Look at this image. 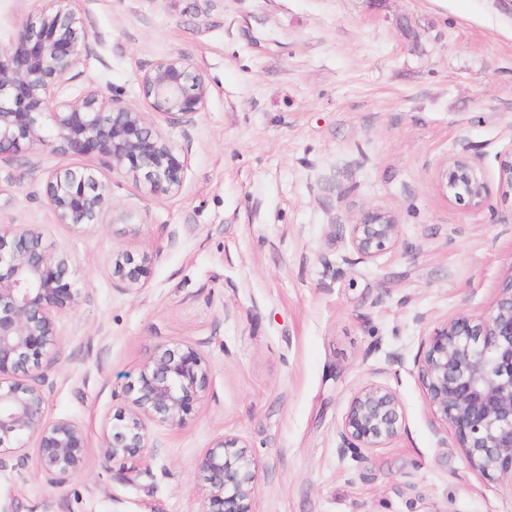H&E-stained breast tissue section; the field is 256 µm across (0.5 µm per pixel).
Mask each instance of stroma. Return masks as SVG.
<instances>
[{"instance_id": "stroma-1", "label": "stroma", "mask_w": 512, "mask_h": 512, "mask_svg": "<svg viewBox=\"0 0 512 512\" xmlns=\"http://www.w3.org/2000/svg\"><path fill=\"white\" fill-rule=\"evenodd\" d=\"M93 52L61 94L90 84L140 107L139 76L189 56L210 84L193 125L159 121L188 156L180 192L149 194L94 155L23 150L0 168V224L35 225L86 288L57 321L45 413L81 424L83 471L60 489L0 472V512H202L198 459L238 437L259 463L253 512H512V482L466 461L437 419L418 359L447 320L483 314L512 272V0H78ZM468 156L492 191L465 212L438 166ZM102 168L127 224L54 223L57 169ZM391 212L398 245L355 259L341 227ZM139 226L129 234L128 223ZM147 251L144 286L113 282V252ZM209 364L185 425L153 423L160 451L106 466L103 418L160 345ZM394 389L404 423L364 459L339 455L354 393Z\"/></svg>"}]
</instances>
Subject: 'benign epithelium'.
Segmentation results:
<instances>
[{"instance_id": "1", "label": "benign epithelium", "mask_w": 512, "mask_h": 512, "mask_svg": "<svg viewBox=\"0 0 512 512\" xmlns=\"http://www.w3.org/2000/svg\"><path fill=\"white\" fill-rule=\"evenodd\" d=\"M74 0H46L27 18L9 46L0 45V165L22 149L52 146L75 155L95 154L114 174L143 181L154 196L179 191L188 167L183 150L155 125L191 124L206 109L211 89L182 54L157 60L139 76L146 110L127 104L109 86L92 84L62 98L82 57L92 53L89 31ZM439 190L448 201L477 211L491 188L469 157L439 166ZM46 199L56 224H106L111 188L92 168H66L49 176ZM350 249L371 261L396 249L398 224L389 211H363L342 225ZM153 261L143 252L112 254V280L126 291L142 288ZM85 288L70 259L43 245L32 225H0V449L26 441L37 449L39 474L53 489L82 469L84 428L45 415L47 371L55 363L56 319L79 308ZM419 375L437 417L455 430L469 465L512 482V272L479 317L460 315L434 330ZM209 367L188 344L159 345L123 405L103 421V458L131 471L157 452L148 423L181 427L206 391ZM404 422L396 392L367 384L354 394L338 431L340 455L360 456L395 440ZM204 491L202 512H252L258 464L233 437H223L197 463Z\"/></svg>"}]
</instances>
